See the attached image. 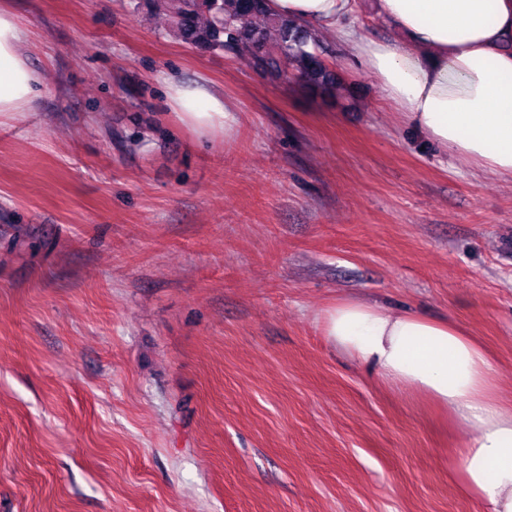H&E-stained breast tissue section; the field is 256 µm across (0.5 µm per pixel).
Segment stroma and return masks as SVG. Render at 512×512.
<instances>
[{
	"instance_id": "obj_1",
	"label": "stroma",
	"mask_w": 512,
	"mask_h": 512,
	"mask_svg": "<svg viewBox=\"0 0 512 512\" xmlns=\"http://www.w3.org/2000/svg\"><path fill=\"white\" fill-rule=\"evenodd\" d=\"M0 131V512H480L470 430L336 352L358 297L479 336L512 414V178L440 151L334 31L336 101L133 0H13ZM239 114L199 141L168 80ZM11 0L0 3V130L15 125L33 108L41 77L23 49V29Z\"/></svg>"
}]
</instances>
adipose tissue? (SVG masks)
<instances>
[{
	"label": "adipose tissue",
	"mask_w": 512,
	"mask_h": 512,
	"mask_svg": "<svg viewBox=\"0 0 512 512\" xmlns=\"http://www.w3.org/2000/svg\"><path fill=\"white\" fill-rule=\"evenodd\" d=\"M269 13L349 36L355 65L386 99L453 157L512 177V0H375L395 34L349 35L359 0H268ZM41 77L23 49L10 0H0V130L33 108ZM177 122L202 139L230 135L238 115L203 83L169 81ZM336 351L359 361L382 384L421 394L471 434L449 455V475L482 512H512V414L496 394V365L485 345L454 323L358 299L323 314Z\"/></svg>",
	"instance_id": "adipose-tissue-1"
}]
</instances>
